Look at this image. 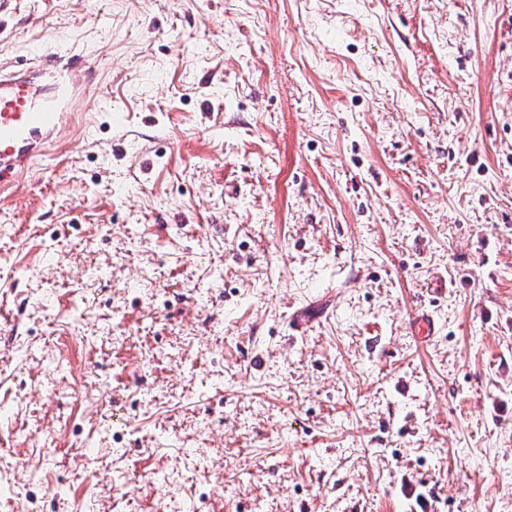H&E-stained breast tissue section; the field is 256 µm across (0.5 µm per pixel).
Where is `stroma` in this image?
<instances>
[{
	"label": "stroma",
	"mask_w": 512,
	"mask_h": 512,
	"mask_svg": "<svg viewBox=\"0 0 512 512\" xmlns=\"http://www.w3.org/2000/svg\"><path fill=\"white\" fill-rule=\"evenodd\" d=\"M46 29L0 512H512V0H0V62Z\"/></svg>",
	"instance_id": "stroma-1"
}]
</instances>
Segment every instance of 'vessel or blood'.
<instances>
[{
    "mask_svg": "<svg viewBox=\"0 0 512 512\" xmlns=\"http://www.w3.org/2000/svg\"><path fill=\"white\" fill-rule=\"evenodd\" d=\"M93 75L82 55L49 46L22 67L0 65V190L70 128Z\"/></svg>",
    "mask_w": 512,
    "mask_h": 512,
    "instance_id": "vessel-or-blood-1",
    "label": "vessel or blood"
}]
</instances>
